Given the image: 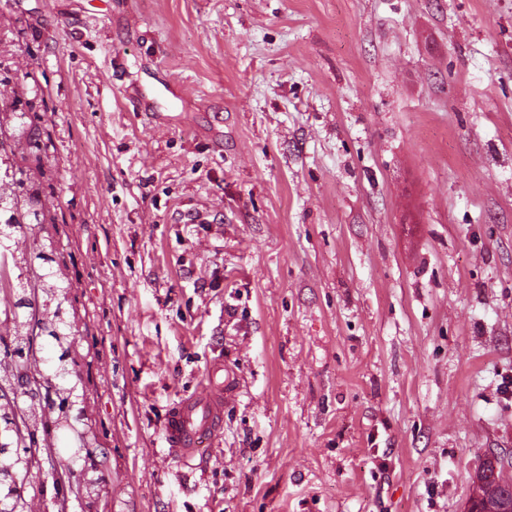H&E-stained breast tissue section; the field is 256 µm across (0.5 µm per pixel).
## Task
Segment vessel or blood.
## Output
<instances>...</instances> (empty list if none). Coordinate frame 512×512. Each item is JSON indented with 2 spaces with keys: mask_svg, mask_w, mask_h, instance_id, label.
<instances>
[{
  "mask_svg": "<svg viewBox=\"0 0 512 512\" xmlns=\"http://www.w3.org/2000/svg\"><path fill=\"white\" fill-rule=\"evenodd\" d=\"M223 411L224 369L214 366L207 373L203 396L183 398L170 409L164 426L169 453L180 459L198 453L214 436Z\"/></svg>",
  "mask_w": 512,
  "mask_h": 512,
  "instance_id": "1",
  "label": "vessel or blood"
}]
</instances>
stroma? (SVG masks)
I'll return each mask as SVG.
<instances>
[{"mask_svg":"<svg viewBox=\"0 0 512 512\" xmlns=\"http://www.w3.org/2000/svg\"><path fill=\"white\" fill-rule=\"evenodd\" d=\"M0 25L61 172L102 479L70 512H463L512 459V0H0ZM216 362L218 434L173 458ZM485 481H493L496 485L509 492L512 491V477H505L503 472V465L499 466L494 462L492 469L484 473L480 471L475 473L471 483L469 499H467L464 511L471 512L472 504L475 500L481 497L482 490L480 487Z\"/></svg>","mask_w":512,"mask_h":512,"instance_id":"35a3bbf8","label":"stroma"}]
</instances>
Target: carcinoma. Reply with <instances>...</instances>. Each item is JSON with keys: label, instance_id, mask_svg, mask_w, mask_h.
I'll return each instance as SVG.
<instances>
[{"label": "carcinoma", "instance_id": "carcinoma-1", "mask_svg": "<svg viewBox=\"0 0 512 512\" xmlns=\"http://www.w3.org/2000/svg\"><path fill=\"white\" fill-rule=\"evenodd\" d=\"M13 54L0 49V86L9 84L24 87L30 74L18 75ZM16 101L0 97V148L9 146L10 154L0 152V251L13 258V267L19 274L7 281L15 298L13 355L23 362L36 361L30 335L29 317L38 313L35 321L40 334L51 338L56 348V359L50 373L43 376L52 398L45 403L54 410V430H65L75 443L72 461L81 462L86 469L91 461L90 444L85 429L71 416L72 405L85 399L86 391L80 381L68 378L76 375L79 354L78 332L71 321L74 283L60 263L57 251L59 226L65 223L54 205L56 171L49 161L52 141L49 134L40 131L37 120L38 105L28 99L25 107L15 108ZM37 227L46 235L35 239L31 247L19 245L24 228ZM39 415L28 412L26 435L16 436L11 447L27 449L35 444ZM27 457L8 452L0 456V485L15 482V476L28 471Z\"/></svg>", "mask_w": 512, "mask_h": 512}]
</instances>
